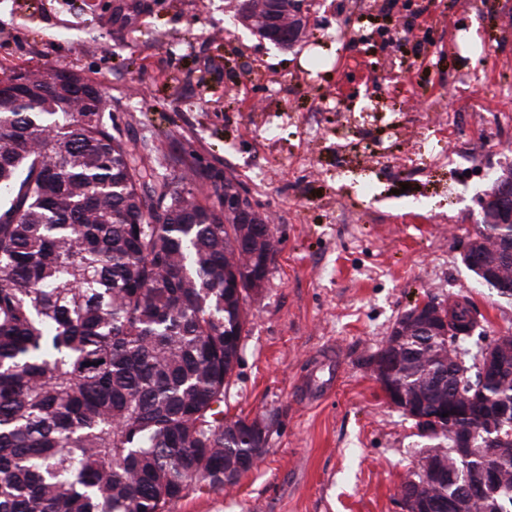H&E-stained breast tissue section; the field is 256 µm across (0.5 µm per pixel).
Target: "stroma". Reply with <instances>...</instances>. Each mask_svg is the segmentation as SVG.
Instances as JSON below:
<instances>
[{
	"label": "stroma",
	"mask_w": 512,
	"mask_h": 512,
	"mask_svg": "<svg viewBox=\"0 0 512 512\" xmlns=\"http://www.w3.org/2000/svg\"><path fill=\"white\" fill-rule=\"evenodd\" d=\"M0 0V79L66 69L99 85L133 142L236 178L277 251L248 299L230 414L270 421L239 485L173 512H403L431 442L370 360L428 298L512 336V300L462 262L490 177L512 164V0H321L301 43L243 27L236 0Z\"/></svg>",
	"instance_id": "35a3bbf8"
}]
</instances>
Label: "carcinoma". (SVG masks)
<instances>
[{"mask_svg":"<svg viewBox=\"0 0 512 512\" xmlns=\"http://www.w3.org/2000/svg\"><path fill=\"white\" fill-rule=\"evenodd\" d=\"M98 112L64 96L0 97V512H173L190 491L234 487L266 448L224 394L248 323L250 259L224 274L238 227L220 198L160 172L154 141L130 145ZM451 339L480 329L454 304ZM440 342L403 340L387 381L431 405L467 396L481 420L512 406L508 369L430 362ZM415 424L437 442L436 422ZM497 466L512 487V426L486 432L461 478ZM426 451L401 487L459 512H486Z\"/></svg>","mask_w":512,"mask_h":512,"instance_id":"cac0c4a2","label":"carcinoma"}]
</instances>
